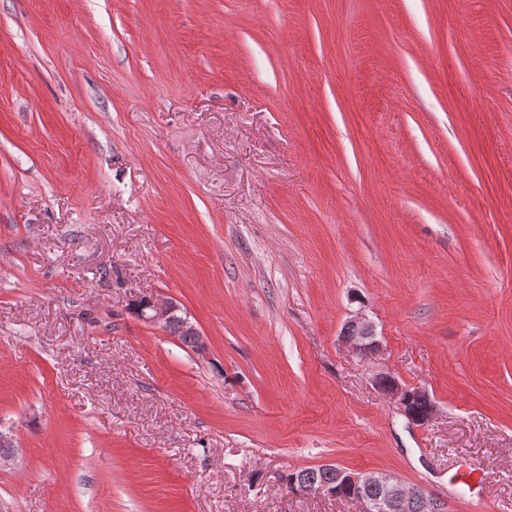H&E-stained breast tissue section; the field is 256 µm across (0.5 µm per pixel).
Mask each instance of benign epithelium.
<instances>
[{
  "instance_id": "7a95c632",
  "label": "benign epithelium",
  "mask_w": 512,
  "mask_h": 512,
  "mask_svg": "<svg viewBox=\"0 0 512 512\" xmlns=\"http://www.w3.org/2000/svg\"><path fill=\"white\" fill-rule=\"evenodd\" d=\"M182 312L181 307L174 299L150 300L143 320L165 325L170 319ZM342 342L362 355H371L379 351L381 344L376 339L374 325L358 313L345 324V336ZM387 393L398 407L405 412V405L409 400V388L398 380H393ZM344 483L360 489L377 487L384 491L385 496L379 499L364 500L365 512H441L444 503L437 497L426 496L419 487H407L394 475L386 472H348L344 476Z\"/></svg>"
}]
</instances>
